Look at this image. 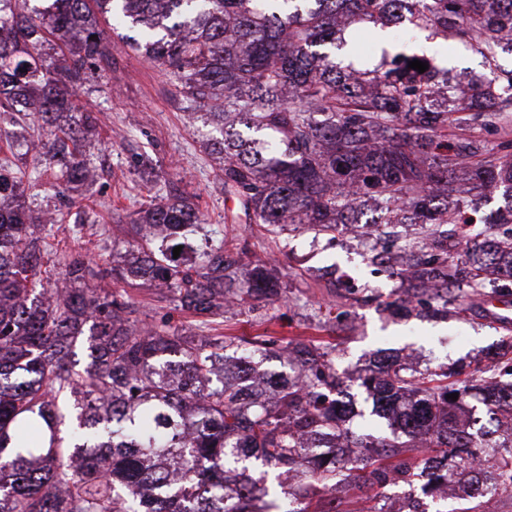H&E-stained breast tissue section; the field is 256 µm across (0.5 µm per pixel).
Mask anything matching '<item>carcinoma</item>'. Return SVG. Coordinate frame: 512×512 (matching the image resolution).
<instances>
[{"label":"carcinoma","mask_w":512,"mask_h":512,"mask_svg":"<svg viewBox=\"0 0 512 512\" xmlns=\"http://www.w3.org/2000/svg\"><path fill=\"white\" fill-rule=\"evenodd\" d=\"M0 0V512H268V470L296 473L284 512H308L307 499L364 472L368 488L441 480L470 483L479 448H501L497 471L512 493V428L473 431L458 409L469 387L448 368L409 372L396 358L364 379L378 408L396 416L401 436L370 443L375 452L336 462V440L351 434L337 408L331 364L304 351L305 380L276 382L271 403L245 400L211 365L234 342L187 336L170 322L137 326L129 300L108 279L164 286L176 307L210 316L220 299L238 305L279 295L272 271L255 265L236 285L228 243L192 241L204 223L196 197L150 201L128 221L131 253L110 267L64 239L35 234L23 178L13 168L30 152L11 127L37 141L66 210L94 178L87 155L94 112L80 98L97 63L109 60L101 21L135 33L131 48L170 70L192 118L211 127L206 147L224 192L256 224H307L320 232L357 223L371 204L382 224H472L448 208L466 171L472 188L500 189L512 224V146L497 155L473 138L448 141L452 127H487L512 114V69H498L512 43V0ZM400 12L420 31L450 34L478 52L496 79H473L472 106L431 99L440 71L405 68L395 55L370 69L343 66L341 20L376 22ZM182 247L180 256L173 249ZM463 268L481 288L512 295V250L488 240L466 247ZM62 267L63 294L49 300ZM420 281L448 290V257L414 265ZM87 335L89 363L71 365ZM490 421L512 414V362L481 379ZM456 393L453 401L447 395ZM426 437L446 449L434 471L400 457Z\"/></svg>","instance_id":"1"}]
</instances>
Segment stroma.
Here are the masks:
<instances>
[{"label":"stroma","instance_id":"obj_1","mask_svg":"<svg viewBox=\"0 0 512 512\" xmlns=\"http://www.w3.org/2000/svg\"><path fill=\"white\" fill-rule=\"evenodd\" d=\"M355 48L381 40L394 51L432 58L460 85L471 75L491 78L480 54L465 46L448 50L444 37L417 36L396 40L390 27L357 23L349 28ZM111 64H99L80 90L96 117L91 152L100 164L99 176L87 192L105 239L89 245L90 226L65 222L58 236L69 237L90 259L102 264L121 260L125 235L113 214L129 217L151 199L183 192L199 198L205 224L200 238L228 240L233 258L250 263L273 262L282 288L278 301H258L253 308H228L202 323L177 310L165 289L153 284L115 280L113 292L128 297L141 322L176 324L189 336H224L246 343L266 341L269 353L261 371L283 372L297 366L303 348L326 352L353 409L349 426L361 436H384L393 419L374 414L375 400L362 385L381 355L412 356L419 372L438 366L461 368L467 380L498 364L496 350L512 327L481 311L482 295L470 284L450 282L447 294L433 295L415 282L389 274L380 262L420 241L418 224L386 225L376 248L362 249L343 231L321 234L307 228L271 227L239 217L236 203L224 193L222 174L203 142L206 128L193 125L186 104L176 94L169 71L137 55L124 39H110ZM498 224H442L436 237L449 258L461 254L465 241L500 239ZM405 486H385L369 499L355 479H347L335 498L314 497L311 512H397Z\"/></svg>","mask_w":512,"mask_h":512}]
</instances>
